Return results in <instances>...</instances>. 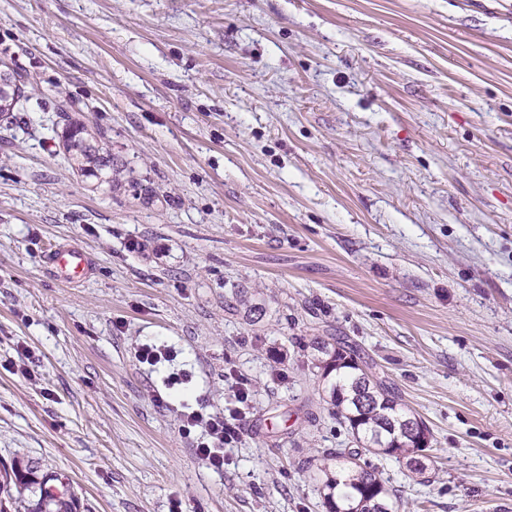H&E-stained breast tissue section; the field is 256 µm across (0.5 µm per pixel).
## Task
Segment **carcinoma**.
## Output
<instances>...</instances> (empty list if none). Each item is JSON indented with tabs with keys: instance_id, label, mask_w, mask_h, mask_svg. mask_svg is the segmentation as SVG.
<instances>
[{
	"instance_id": "obj_1",
	"label": "carcinoma",
	"mask_w": 512,
	"mask_h": 512,
	"mask_svg": "<svg viewBox=\"0 0 512 512\" xmlns=\"http://www.w3.org/2000/svg\"><path fill=\"white\" fill-rule=\"evenodd\" d=\"M60 119L64 125L63 146L78 169L87 177L112 183L120 170L112 160L107 134L100 130L89 132L64 110ZM312 349L320 357L323 376L335 375L329 384L331 404L357 442L363 443V448L346 454L326 450L328 463L320 468L324 503L329 512H337L339 508L343 512H396L395 493L378 467L364 456L405 459L411 472L423 473V467L413 457L418 449L409 447L410 437L406 433L411 416L400 406L386 382L359 364L360 354L348 341L340 337L333 344L315 341ZM51 505L55 506V512H77V496L71 491L54 493L45 487L32 512H47Z\"/></svg>"
}]
</instances>
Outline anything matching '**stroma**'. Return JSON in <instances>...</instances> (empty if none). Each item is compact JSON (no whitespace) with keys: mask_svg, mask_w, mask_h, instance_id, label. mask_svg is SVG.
<instances>
[{"mask_svg":"<svg viewBox=\"0 0 512 512\" xmlns=\"http://www.w3.org/2000/svg\"><path fill=\"white\" fill-rule=\"evenodd\" d=\"M0 61V467L36 468L7 512L47 475L79 512H326L321 453L357 445L310 347L336 336L430 431L423 476L375 461L400 512L512 502V0H0ZM230 370L218 472L181 419ZM59 118L63 121V146L70 159L87 177H94L101 183L112 184L120 174L117 164L114 165L109 149V138L104 131L90 133L84 124L73 120L65 110H61ZM116 166V167H115ZM43 257L52 276L67 284H79L92 274L91 258L81 247L58 244ZM228 389L232 393L235 405L226 409L225 413L203 414L193 411L183 416L182 431L190 437L192 428L201 427L203 433L199 438L192 441V448L201 459L216 471L224 469V447H233L241 439V429L238 421L243 417L245 407H248L251 400L250 385L242 375L236 372H229L224 375Z\"/></svg>","mask_w":512,"mask_h":512,"instance_id":"stroma-1","label":"stroma"}]
</instances>
